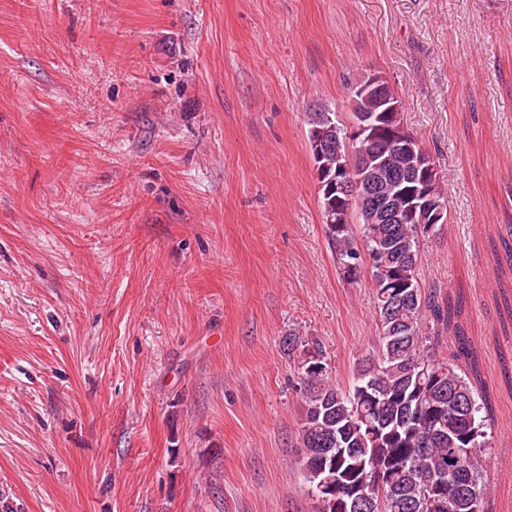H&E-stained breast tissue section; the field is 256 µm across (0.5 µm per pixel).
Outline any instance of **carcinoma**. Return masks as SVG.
Segmentation results:
<instances>
[{"instance_id": "cac0c4a2", "label": "carcinoma", "mask_w": 512, "mask_h": 512, "mask_svg": "<svg viewBox=\"0 0 512 512\" xmlns=\"http://www.w3.org/2000/svg\"><path fill=\"white\" fill-rule=\"evenodd\" d=\"M310 125L323 133L315 162L325 182L336 175V152L346 150V141L336 138L333 112L312 113ZM365 152L385 159L387 192L409 183L410 159L387 136L375 137ZM335 198L319 194L336 264L351 283L370 271L379 336L376 355L359 364L346 388L332 382L317 340L290 333L282 341L283 354L298 368L305 402L301 461L318 512H344L343 493L319 488L322 478L338 473L366 484L368 512H448V501L473 496L484 504L490 410L477 367L459 365L468 356L460 339L449 356L438 353L440 327L450 318L437 291L422 287L418 225L392 216L370 224L369 209L354 206L336 226V205L326 207ZM354 214L364 252L353 239Z\"/></svg>"}]
</instances>
